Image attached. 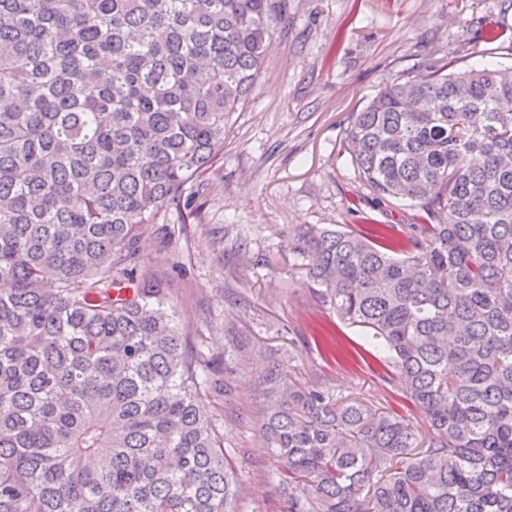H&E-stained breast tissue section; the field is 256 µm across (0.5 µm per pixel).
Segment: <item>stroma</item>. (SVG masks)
I'll list each match as a JSON object with an SVG mask.
<instances>
[{"instance_id":"35a3bbf8","label":"stroma","mask_w":512,"mask_h":512,"mask_svg":"<svg viewBox=\"0 0 512 512\" xmlns=\"http://www.w3.org/2000/svg\"><path fill=\"white\" fill-rule=\"evenodd\" d=\"M503 40H485L486 24ZM447 57L467 67L512 66V0H288L245 109L235 113L219 163L188 184L165 225H150L140 251L173 299L190 346L207 342L218 358L227 330L261 342L283 371L331 387L427 427L399 384L382 380L360 356L359 328L338 325L312 295L300 233L307 224L363 228L364 217L403 224L406 211L351 209L366 189L340 147L351 115L402 70ZM257 372L238 367L228 389L208 398L245 495L242 512H281L271 475L277 460L254 424Z\"/></svg>"}]
</instances>
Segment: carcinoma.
I'll list each match as a JSON object with an SVG mask.
<instances>
[{"instance_id":"cac0c4a2","label":"carcinoma","mask_w":512,"mask_h":512,"mask_svg":"<svg viewBox=\"0 0 512 512\" xmlns=\"http://www.w3.org/2000/svg\"><path fill=\"white\" fill-rule=\"evenodd\" d=\"M288 0H0V512H241L147 225L224 154ZM389 80L342 146L411 222L312 225L316 298L428 425L259 371L281 512H512V68Z\"/></svg>"}]
</instances>
